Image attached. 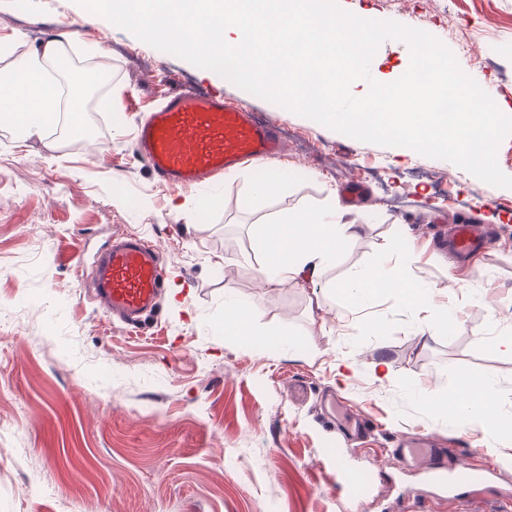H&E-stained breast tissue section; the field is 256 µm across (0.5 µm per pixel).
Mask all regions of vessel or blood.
Instances as JSON below:
<instances>
[{
    "label": "vessel or blood",
    "instance_id": "vessel-or-blood-1",
    "mask_svg": "<svg viewBox=\"0 0 512 512\" xmlns=\"http://www.w3.org/2000/svg\"><path fill=\"white\" fill-rule=\"evenodd\" d=\"M134 151L162 181L182 187L218 185L225 174L247 162L280 157L285 146L275 130L253 113L225 103L211 93L169 94L141 120L132 141ZM443 242L465 254L488 249L485 232L475 225H454ZM168 259L148 240L121 235L113 238L89 269L80 270L87 288L111 316L139 323L151 313L163 292ZM392 455L415 466L432 459L436 471L447 472L448 483L474 482L482 474L461 462L448 467L442 449L394 448Z\"/></svg>",
    "mask_w": 512,
    "mask_h": 512
}]
</instances>
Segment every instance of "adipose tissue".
Returning a JSON list of instances; mask_svg holds the SVG:
<instances>
[{
  "instance_id": "ef3b65f1",
  "label": "adipose tissue",
  "mask_w": 512,
  "mask_h": 512,
  "mask_svg": "<svg viewBox=\"0 0 512 512\" xmlns=\"http://www.w3.org/2000/svg\"><path fill=\"white\" fill-rule=\"evenodd\" d=\"M62 39L45 43L41 51L16 60L0 70V126L12 128L20 138L43 137L61 112H68L73 124H80L85 108L81 89L60 96L55 85L44 77L46 62L57 57ZM344 209L337 196H330L325 207L300 214H289L266 225L262 247L267 256L257 280L260 285L283 284L316 278L324 263L356 238L360 225L343 220ZM394 285L399 304L419 313L416 336L425 337L448 326L447 305H435V289L421 276L394 275L386 279L381 271L366 269L355 284L342 289L346 300H367ZM432 407L499 433L505 417L499 411L493 385L483 380H468L454 393L431 399Z\"/></svg>"
}]
</instances>
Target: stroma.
I'll return each mask as SVG.
<instances>
[{"label": "stroma", "instance_id": "1", "mask_svg": "<svg viewBox=\"0 0 512 512\" xmlns=\"http://www.w3.org/2000/svg\"><path fill=\"white\" fill-rule=\"evenodd\" d=\"M339 3L435 36L512 107V0ZM71 29L65 52L82 61L103 46L112 68L87 95L94 140L82 144L63 122L26 141L0 127V512H465L512 498V437L428 405L488 376L512 415V355L493 344L512 311V188L333 131L87 17L74 0H0V69ZM191 89L256 112L286 156L211 188L159 183L132 149L133 126L161 96ZM271 178L279 190L257 194ZM351 181L365 194L344 203V219L361 234L314 281L257 287L261 225L319 207ZM463 221L485 228L492 247L465 259L439 249L438 228ZM123 233L169 257L177 292L138 328L107 317L76 274L79 259ZM415 264L447 291L459 330L423 343L392 291L361 305L337 294L366 268ZM231 300L249 307L251 335L220 332ZM344 360L356 369L343 379ZM379 360L392 379L373 377ZM424 435L449 462L493 476L454 497L430 478L431 461L405 469L387 456ZM369 469L370 492L346 490L342 473Z\"/></svg>", "mask_w": 512, "mask_h": 512}]
</instances>
